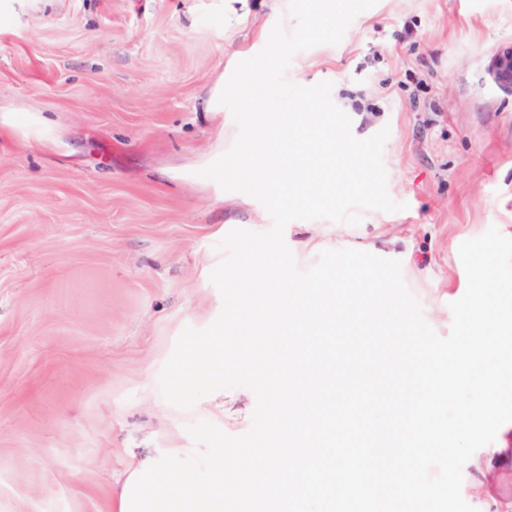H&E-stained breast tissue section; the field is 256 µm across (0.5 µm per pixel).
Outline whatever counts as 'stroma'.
Masks as SVG:
<instances>
[{
	"instance_id": "1",
	"label": "stroma",
	"mask_w": 512,
	"mask_h": 512,
	"mask_svg": "<svg viewBox=\"0 0 512 512\" xmlns=\"http://www.w3.org/2000/svg\"><path fill=\"white\" fill-rule=\"evenodd\" d=\"M292 32L289 0H0V512H112L134 448H191L188 426L251 423L215 392L181 409L159 377L185 328L222 310L210 274L236 228L268 231L253 197L199 177L238 134L208 87ZM512 0H378L336 45L294 55L293 84L328 80L365 139L382 128L401 210L349 227L400 260L439 336L467 289L460 245L512 232ZM326 220L284 239L299 269ZM477 512H512V458L463 468ZM493 77L499 86L512 90V48H506L498 54Z\"/></svg>"
}]
</instances>
